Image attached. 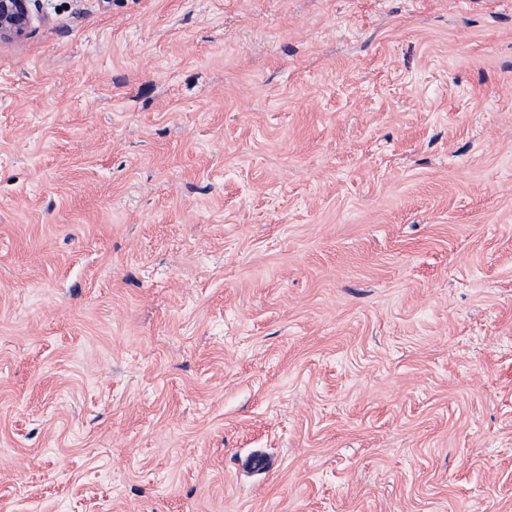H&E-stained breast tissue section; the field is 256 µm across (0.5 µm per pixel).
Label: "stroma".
I'll return each mask as SVG.
<instances>
[{
	"label": "stroma",
	"instance_id": "1",
	"mask_svg": "<svg viewBox=\"0 0 512 512\" xmlns=\"http://www.w3.org/2000/svg\"><path fill=\"white\" fill-rule=\"evenodd\" d=\"M29 9L0 512H512V0Z\"/></svg>",
	"mask_w": 512,
	"mask_h": 512
}]
</instances>
